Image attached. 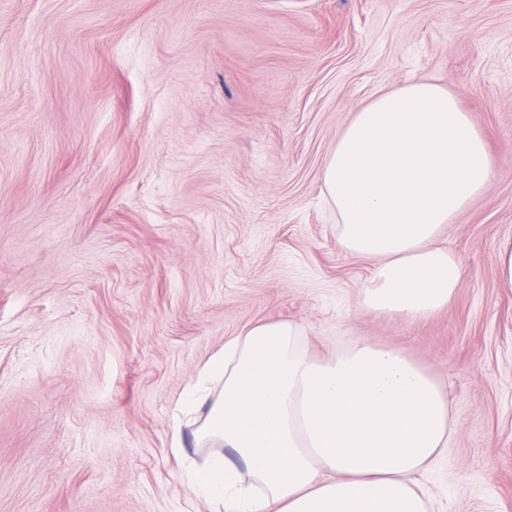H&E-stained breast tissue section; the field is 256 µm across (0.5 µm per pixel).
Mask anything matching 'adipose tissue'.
Segmentation results:
<instances>
[{"label": "adipose tissue", "instance_id": "ef3b65f1", "mask_svg": "<svg viewBox=\"0 0 512 512\" xmlns=\"http://www.w3.org/2000/svg\"><path fill=\"white\" fill-rule=\"evenodd\" d=\"M494 161L457 98L415 81L359 109L321 179L340 245L376 259L362 303L423 317L445 307L462 267L434 247L485 189ZM295 322L254 325L225 343L181 396L208 406L199 441L219 447L186 485L216 512H430L417 474L452 432L440 382L399 347L365 339L329 356Z\"/></svg>", "mask_w": 512, "mask_h": 512}]
</instances>
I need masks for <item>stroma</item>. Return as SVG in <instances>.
<instances>
[{
    "mask_svg": "<svg viewBox=\"0 0 512 512\" xmlns=\"http://www.w3.org/2000/svg\"><path fill=\"white\" fill-rule=\"evenodd\" d=\"M427 80L495 166L437 244L448 307L363 309L321 172L355 113ZM512 0H0V512H210L173 407L234 336L394 345L444 385L432 512H512Z\"/></svg>",
    "mask_w": 512,
    "mask_h": 512,
    "instance_id": "35a3bbf8",
    "label": "stroma"
}]
</instances>
